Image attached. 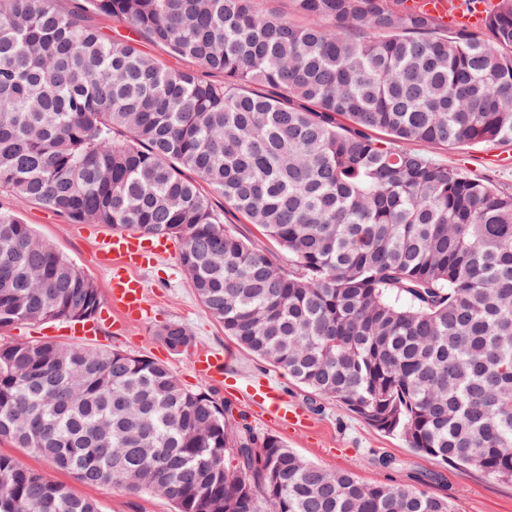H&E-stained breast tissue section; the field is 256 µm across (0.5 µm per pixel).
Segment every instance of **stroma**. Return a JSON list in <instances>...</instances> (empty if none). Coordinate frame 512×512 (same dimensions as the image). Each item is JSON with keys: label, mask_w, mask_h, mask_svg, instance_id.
Returning <instances> with one entry per match:
<instances>
[{"label": "stroma", "mask_w": 512, "mask_h": 512, "mask_svg": "<svg viewBox=\"0 0 512 512\" xmlns=\"http://www.w3.org/2000/svg\"><path fill=\"white\" fill-rule=\"evenodd\" d=\"M429 151L439 163L490 178L500 191L512 193V141L457 148L433 145ZM211 201L214 209L223 213L228 227L264 247L283 270H292L288 254L262 236L254 225L225 210L221 196L212 195ZM0 207L16 210L23 223L50 241L94 281L101 293L109 292L112 271L102 264L96 248V238L106 233V226L71 223L40 204L15 203L3 190ZM131 274L145 287L146 301L152 307L150 319L127 323L120 330L111 323H101L97 334L88 337L89 345L116 348L167 365L185 388L216 391L219 397L231 401L235 410L245 412L252 426L276 435L289 448L324 468L349 471L366 484L405 485L432 496L449 497L455 512H512L511 482L451 463L446 465L416 452L402 438L377 430L339 403L315 400L287 373L240 349L198 299L178 254L132 268ZM169 322L182 323L191 331L194 342L190 351L173 353L157 338L156 327ZM200 349L227 354L223 380H210L194 372L192 354ZM263 384L284 392L291 403L303 409L308 416L306 425L294 427L266 421L252 398L253 390ZM0 453L39 470L49 480L66 484L78 495L97 500L102 512H172L171 504L158 496L125 494L107 484L84 485L50 461L13 443L0 442Z\"/></svg>", "instance_id": "stroma-1"}]
</instances>
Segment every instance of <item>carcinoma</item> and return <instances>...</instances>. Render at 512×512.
<instances>
[{"instance_id": "1", "label": "carcinoma", "mask_w": 512, "mask_h": 512, "mask_svg": "<svg viewBox=\"0 0 512 512\" xmlns=\"http://www.w3.org/2000/svg\"><path fill=\"white\" fill-rule=\"evenodd\" d=\"M83 2L0 0V188L75 224L179 238L242 349L418 452L512 481V193L414 148L512 139V0L479 26L406 0H291L299 23L258 0ZM89 11L224 83L103 39ZM202 183L295 270L226 229ZM102 305L0 209V334ZM155 333L175 353L193 341L180 323ZM0 440L174 512H453L317 466L114 348L1 342ZM0 512L100 505L0 455Z\"/></svg>"}]
</instances>
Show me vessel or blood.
<instances>
[{"mask_svg":"<svg viewBox=\"0 0 512 512\" xmlns=\"http://www.w3.org/2000/svg\"><path fill=\"white\" fill-rule=\"evenodd\" d=\"M406 5L413 10L440 15L461 23L469 24L473 21L472 16L463 13V0H407ZM97 248L104 260L111 262L114 270L109 306L119 313L121 319H146L151 310L144 300V286L140 280L127 275L126 270L147 264L152 256L167 252V239L159 237L149 242L136 234L110 233L98 238ZM193 368L203 377L221 378L224 375V357L216 352H199L193 360ZM255 399L272 419L292 425H301L307 420L301 409L289 406L283 394L272 388L257 389Z\"/></svg>","mask_w":512,"mask_h":512,"instance_id":"1","label":"vessel or blood"}]
</instances>
